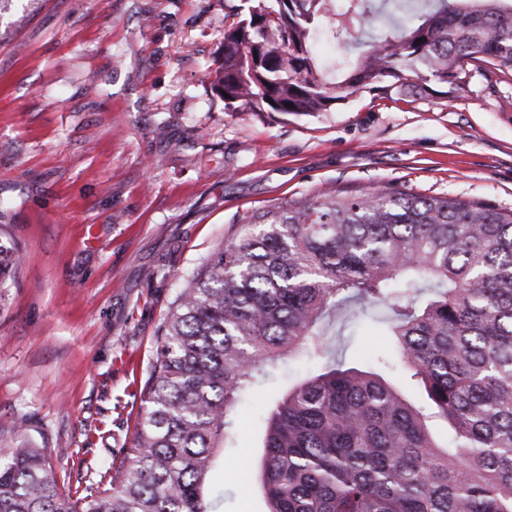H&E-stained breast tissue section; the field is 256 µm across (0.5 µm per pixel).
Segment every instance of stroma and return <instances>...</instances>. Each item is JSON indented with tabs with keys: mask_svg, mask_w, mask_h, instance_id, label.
<instances>
[{
	"mask_svg": "<svg viewBox=\"0 0 512 512\" xmlns=\"http://www.w3.org/2000/svg\"><path fill=\"white\" fill-rule=\"evenodd\" d=\"M240 0H12L0 14V439L88 483L131 447L157 332L186 280L252 215L407 186L512 209V78L485 67L454 100L359 93L317 116L228 112L206 75ZM389 345L372 324L345 363ZM278 362L231 411L219 512L248 490L259 411L304 378Z\"/></svg>",
	"mask_w": 512,
	"mask_h": 512,
	"instance_id": "35a3bbf8",
	"label": "stroma"
}]
</instances>
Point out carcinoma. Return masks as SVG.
<instances>
[{"mask_svg": "<svg viewBox=\"0 0 512 512\" xmlns=\"http://www.w3.org/2000/svg\"><path fill=\"white\" fill-rule=\"evenodd\" d=\"M236 16L208 73L231 112L451 98L471 62L512 73V0H244ZM351 25L380 34L320 65L316 44ZM254 221L181 289L122 466L73 489L47 449L0 448V512H217L228 413L287 357L314 369L265 409L266 512H512V210L382 188ZM341 315L382 328L391 355L336 360Z\"/></svg>", "mask_w": 512, "mask_h": 512, "instance_id": "carcinoma-1", "label": "carcinoma"}]
</instances>
